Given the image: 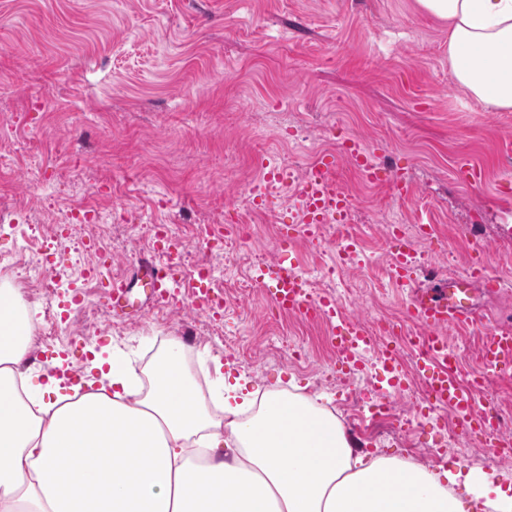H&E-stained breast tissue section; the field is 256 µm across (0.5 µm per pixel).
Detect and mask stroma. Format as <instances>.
<instances>
[{"label": "stroma", "mask_w": 512, "mask_h": 512, "mask_svg": "<svg viewBox=\"0 0 512 512\" xmlns=\"http://www.w3.org/2000/svg\"><path fill=\"white\" fill-rule=\"evenodd\" d=\"M349 136L410 196L365 181L342 158L335 181L353 205L317 241L282 237L294 189L271 208L243 206L262 178L260 155L297 176ZM0 139V197L11 202L0 219V280L38 310L41 343L18 369L26 385L46 382L55 360L74 353L85 379L99 380L95 354L116 347L147 368L169 338L193 329L203 334L186 348L194 378L212 379L219 361L266 392L299 383L343 420L347 373L327 323L272 310L244 285L248 257L285 248L324 292L348 284L345 311L395 319L399 331L416 323L389 280L388 225H433L414 248L451 274L476 262L478 230L488 265L512 269V243H498L512 225V112L482 111L456 87L448 28L415 0H0ZM463 158L483 168L482 182L456 178ZM74 209L101 221L68 223ZM238 211L253 238L202 233ZM159 224L181 243L177 290L134 318L112 317L110 282L152 253ZM343 235L358 239L362 262L337 251ZM203 256L216 294L239 287L215 314L192 308ZM46 277L83 290V301L32 294L30 283ZM392 404L406 433L354 429L366 451L411 459L431 448L433 467L478 468L501 485L512 475V459L449 447L452 411L423 396Z\"/></svg>", "instance_id": "35a3bbf8"}]
</instances>
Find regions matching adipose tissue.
Masks as SVG:
<instances>
[{"label":"adipose tissue","mask_w":512,"mask_h":512,"mask_svg":"<svg viewBox=\"0 0 512 512\" xmlns=\"http://www.w3.org/2000/svg\"><path fill=\"white\" fill-rule=\"evenodd\" d=\"M448 27L458 87L512 112V0H416ZM37 310L0 283V512H512V482L440 473L361 448L336 415L296 391L258 394L246 376L199 393L181 341L147 374L110 356L107 388L70 403L20 394Z\"/></svg>","instance_id":"adipose-tissue-1"}]
</instances>
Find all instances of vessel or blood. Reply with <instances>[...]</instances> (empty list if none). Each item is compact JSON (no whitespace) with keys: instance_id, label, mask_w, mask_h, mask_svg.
<instances>
[{"instance_id":"1","label":"vessel or blood","mask_w":512,"mask_h":512,"mask_svg":"<svg viewBox=\"0 0 512 512\" xmlns=\"http://www.w3.org/2000/svg\"><path fill=\"white\" fill-rule=\"evenodd\" d=\"M342 153L351 158L367 180L386 182L395 196H409L408 186L372 162L368 147L349 138L338 151L322 153L313 162L295 214L300 232H313L316 225L330 223L337 214L349 209L348 196L332 180L337 158ZM176 249L174 242L160 238L158 250L164 256L163 261L141 263L129 278L111 284L109 300L114 317L135 316L137 308L132 291L136 288L141 289L146 300L162 303L169 299L171 266L166 258ZM391 257L396 284L409 291L405 315L419 325L409 342L421 356L420 371L428 387L427 398L436 406L455 409L464 433H471L478 426L485 435L496 437L497 420L488 409L480 408L476 393L489 385L491 375L512 373V327L493 318L477 316L470 294L478 287L489 294L500 292L504 277L484 266L465 270L433 288H416L412 285L414 256L410 244L401 236L393 238ZM254 279L268 302L279 310L296 312L309 319H324L329 325V342L339 354L341 364L352 370L361 369L359 351L369 343L368 322L348 315L333 296L313 297L296 266L285 260L258 268ZM193 293L198 308L212 307L215 296L209 270L198 271ZM449 324L481 328V370L466 376L460 374L459 355L441 333L442 327ZM398 348L397 342H387L378 362L381 380L389 394L403 389Z\"/></svg>"}]
</instances>
